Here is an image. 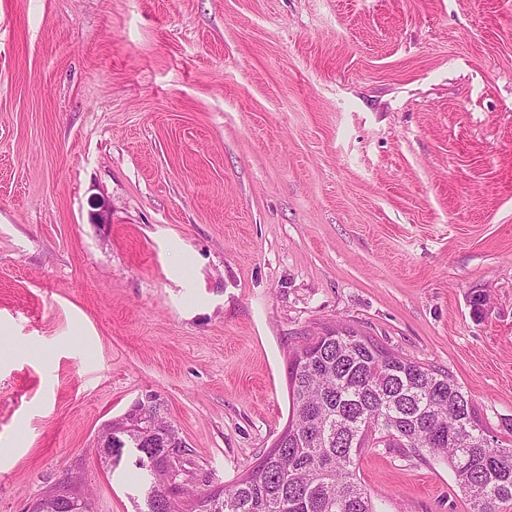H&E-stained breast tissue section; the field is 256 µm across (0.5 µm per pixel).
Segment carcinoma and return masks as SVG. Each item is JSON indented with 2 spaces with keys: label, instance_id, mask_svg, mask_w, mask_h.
<instances>
[{
  "label": "carcinoma",
  "instance_id": "obj_1",
  "mask_svg": "<svg viewBox=\"0 0 512 512\" xmlns=\"http://www.w3.org/2000/svg\"><path fill=\"white\" fill-rule=\"evenodd\" d=\"M290 415L280 442L231 487L201 492L172 482L170 451H186L163 417L139 446L150 485L144 512H376L356 476L362 449L404 448L448 465L469 512L512 502V448L480 420L448 372L425 367L350 326H324L291 347ZM32 512H66L42 492Z\"/></svg>",
  "mask_w": 512,
  "mask_h": 512
}]
</instances>
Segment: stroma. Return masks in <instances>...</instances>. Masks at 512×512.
<instances>
[{
	"instance_id": "35a3bbf8",
	"label": "stroma",
	"mask_w": 512,
	"mask_h": 512,
	"mask_svg": "<svg viewBox=\"0 0 512 512\" xmlns=\"http://www.w3.org/2000/svg\"><path fill=\"white\" fill-rule=\"evenodd\" d=\"M338 323L512 441V0H0V512L66 478L135 512L94 446L149 396L231 486ZM357 476L469 512L438 460Z\"/></svg>"
}]
</instances>
